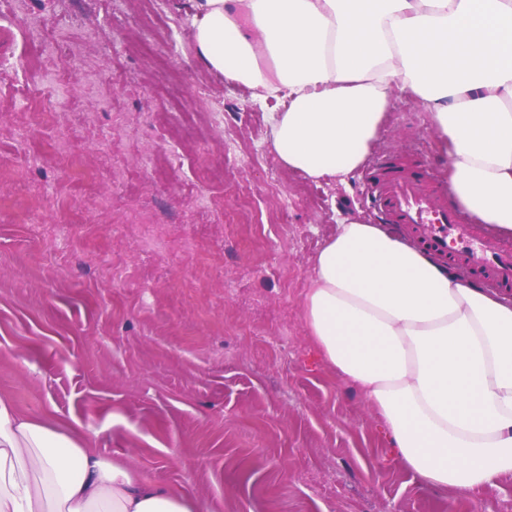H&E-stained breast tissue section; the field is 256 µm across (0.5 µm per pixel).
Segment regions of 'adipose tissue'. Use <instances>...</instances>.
Wrapping results in <instances>:
<instances>
[{
  "label": "adipose tissue",
  "instance_id": "1",
  "mask_svg": "<svg viewBox=\"0 0 512 512\" xmlns=\"http://www.w3.org/2000/svg\"><path fill=\"white\" fill-rule=\"evenodd\" d=\"M193 48L265 108L281 165L353 173L395 89L426 107L455 201L512 230V0H193ZM325 362L375 407L419 481L512 475V302L362 218L323 234L301 303ZM207 512L0 395V512Z\"/></svg>",
  "mask_w": 512,
  "mask_h": 512
}]
</instances>
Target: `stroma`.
Masks as SVG:
<instances>
[{
	"mask_svg": "<svg viewBox=\"0 0 512 512\" xmlns=\"http://www.w3.org/2000/svg\"><path fill=\"white\" fill-rule=\"evenodd\" d=\"M192 0H0V393L78 422L107 460L212 512H512L423 485L301 318L328 225L374 221L361 172L278 163L250 91L205 69ZM31 65L17 67L18 58ZM67 69L59 126L25 85ZM370 157L447 168L428 111L396 95ZM96 176L88 198L58 150Z\"/></svg>",
	"mask_w": 512,
	"mask_h": 512,
	"instance_id": "35a3bbf8",
	"label": "stroma"
}]
</instances>
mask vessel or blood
<instances>
[{
    "instance_id": "obj_1",
    "label": "vessel or blood",
    "mask_w": 512,
    "mask_h": 512,
    "mask_svg": "<svg viewBox=\"0 0 512 512\" xmlns=\"http://www.w3.org/2000/svg\"><path fill=\"white\" fill-rule=\"evenodd\" d=\"M364 180L380 219L406 228L429 254L480 274L501 290L512 289V244L478 234L428 168L389 156L378 159Z\"/></svg>"
}]
</instances>
